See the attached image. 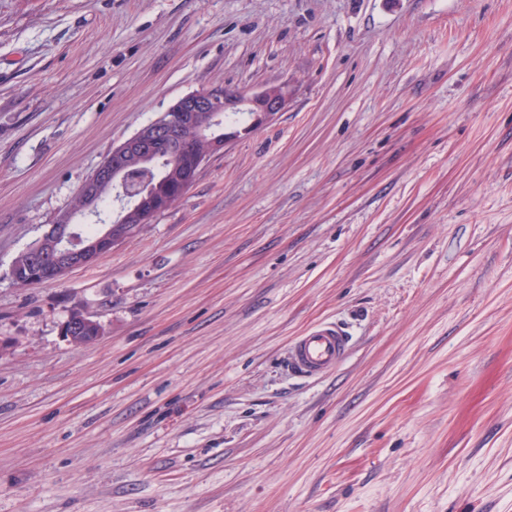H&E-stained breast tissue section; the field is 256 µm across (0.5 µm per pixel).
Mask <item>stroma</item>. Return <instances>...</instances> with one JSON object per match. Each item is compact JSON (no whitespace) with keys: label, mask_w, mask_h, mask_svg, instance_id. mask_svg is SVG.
<instances>
[{"label":"stroma","mask_w":512,"mask_h":512,"mask_svg":"<svg viewBox=\"0 0 512 512\" xmlns=\"http://www.w3.org/2000/svg\"><path fill=\"white\" fill-rule=\"evenodd\" d=\"M279 84L151 224L10 280L114 145ZM322 321L348 357L295 376ZM0 337V512H512V0H0ZM61 324V335L71 343H87L95 340L102 333V325L83 312L75 311ZM89 334V336H83Z\"/></svg>","instance_id":"35a3bbf8"}]
</instances>
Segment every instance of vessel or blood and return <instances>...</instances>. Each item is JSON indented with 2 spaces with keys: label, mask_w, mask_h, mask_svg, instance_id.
Instances as JSON below:
<instances>
[{
  "label": "vessel or blood",
  "mask_w": 512,
  "mask_h": 512,
  "mask_svg": "<svg viewBox=\"0 0 512 512\" xmlns=\"http://www.w3.org/2000/svg\"><path fill=\"white\" fill-rule=\"evenodd\" d=\"M348 347L346 331L333 322L309 328L289 352V369L306 378H317L333 371L345 357Z\"/></svg>",
  "instance_id": "vessel-or-blood-1"
}]
</instances>
